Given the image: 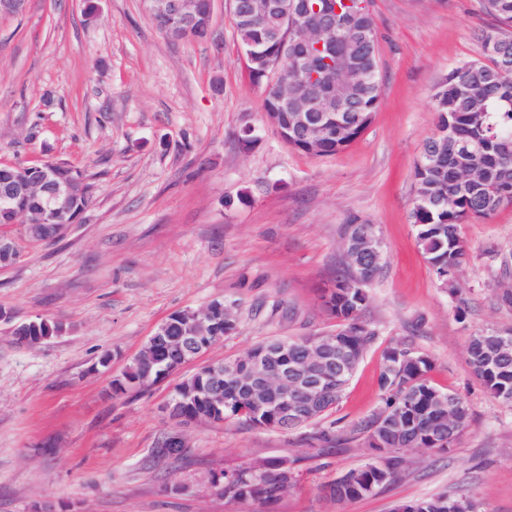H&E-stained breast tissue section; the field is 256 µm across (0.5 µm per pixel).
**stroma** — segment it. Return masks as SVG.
<instances>
[{"mask_svg": "<svg viewBox=\"0 0 512 512\" xmlns=\"http://www.w3.org/2000/svg\"><path fill=\"white\" fill-rule=\"evenodd\" d=\"M372 11L379 107L325 157L289 148L270 126L227 0H215L206 42L167 38L144 0H27L0 17V164L67 163L96 197L62 238L0 271L1 311L64 328L30 347L0 322V512H395L443 494L512 512V406L466 354L478 331L512 332L500 298L512 287V206L461 225L454 289L440 286L410 217L433 96L450 70L482 60L478 33L493 19L483 0H373ZM353 222L374 225L384 261L361 313L376 337L322 421L331 442L310 426L279 433L229 417L184 428L181 455L156 457L172 430L163 405L195 365L118 396L113 377L169 315L215 300L235 302L237 326L207 362L334 330L322 295L349 271ZM394 343L431 359L433 383L466 400L469 425L450 453L404 449L410 465L394 481L336 502L324 487L369 457L353 428L383 405L382 352ZM295 455L298 483L275 502L209 488L211 470Z\"/></svg>", "mask_w": 512, "mask_h": 512, "instance_id": "1", "label": "stroma"}]
</instances>
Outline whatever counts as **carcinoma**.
<instances>
[{
	"label": "carcinoma",
	"instance_id": "obj_1",
	"mask_svg": "<svg viewBox=\"0 0 512 512\" xmlns=\"http://www.w3.org/2000/svg\"><path fill=\"white\" fill-rule=\"evenodd\" d=\"M278 0H268L270 9L260 16L245 17L234 23L239 45L250 51L247 56L251 79L263 92V108L275 126L280 139L288 147L312 156H330L348 146L362 134L372 121L380 102V70L375 58L378 30L372 11L359 16L355 26L363 30L366 39L356 46L357 64L351 73L357 91L348 102L331 106L324 113L320 135L292 125L289 112L281 104L279 82L288 79L291 92L300 96L305 79L296 71L277 72L280 55L291 48L297 36L293 30L276 20L273 6ZM486 12L496 25L480 30L481 44L489 38L502 36L512 39V0H484ZM485 60L470 62L448 72L443 85L434 95L437 126L448 128L451 135L444 140L429 138L427 150L414 169V199L411 221L416 230L417 244L426 260L438 263L434 270L441 285L456 287L464 265L466 249L459 245L458 225L469 218H486L504 205H512V42L498 53L483 52ZM57 168L82 179L79 194L70 213L59 217L58 223L70 224L94 203L93 185L84 180L79 170L59 164ZM380 270L371 255L355 260L353 270L341 276L357 279L359 288L332 291L325 301L329 313L340 321L335 331L336 360L350 358L360 362L375 337L360 321V311L366 302L365 287ZM216 318L190 317L170 326L160 347L168 352V361L180 362L173 352L174 341L184 332L209 340L215 333L229 335L224 328V316ZM311 336L288 339L292 345L289 358L297 362L304 358ZM468 363L490 394L500 402H508L512 394V349L495 346L490 336L476 333L470 337ZM246 357L224 361V366L237 370L224 372V385L217 387L209 370L198 369L176 384L174 391L187 397L185 414L191 419L211 421L213 401L224 395V415L240 416L250 425L276 432H290L292 427L278 413L259 407L258 390L244 373ZM432 364L428 357L402 345H390L383 350L379 386L384 408L363 419L359 430L367 440L380 439L388 454L389 466L381 468L376 458L340 474L327 486L329 496L337 502L368 496L391 482L402 467L400 451L425 448L448 452L461 432L448 434V409L436 405L435 396L451 397L464 420L470 421L469 407L457 394L435 386L429 378ZM352 379V375L335 376L321 403L305 410L303 425L316 424L332 410ZM132 380L138 390H146L157 382L145 361L134 358L114 378V382ZM221 474L223 485L215 494L245 501H271L296 485L298 474L293 465L280 467L268 462L263 468L253 465L211 471Z\"/></svg>",
	"mask_w": 512,
	"mask_h": 512
}]
</instances>
